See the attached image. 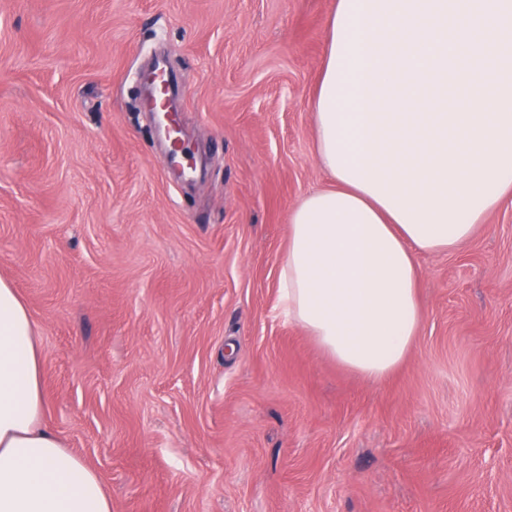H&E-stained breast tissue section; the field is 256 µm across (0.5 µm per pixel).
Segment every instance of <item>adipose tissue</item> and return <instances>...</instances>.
<instances>
[{"mask_svg":"<svg viewBox=\"0 0 512 512\" xmlns=\"http://www.w3.org/2000/svg\"><path fill=\"white\" fill-rule=\"evenodd\" d=\"M314 99L333 184L289 215L283 313L380 380L421 321L420 253H450L512 196V0H336ZM29 310L0 279V512H112L45 424Z\"/></svg>","mask_w":512,"mask_h":512,"instance_id":"1","label":"adipose tissue"}]
</instances>
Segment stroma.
<instances>
[{"instance_id":"stroma-1","label":"stroma","mask_w":512,"mask_h":512,"mask_svg":"<svg viewBox=\"0 0 512 512\" xmlns=\"http://www.w3.org/2000/svg\"><path fill=\"white\" fill-rule=\"evenodd\" d=\"M336 0H0V278L112 512H512V197L379 382L281 312ZM180 76L178 178L131 82Z\"/></svg>"}]
</instances>
